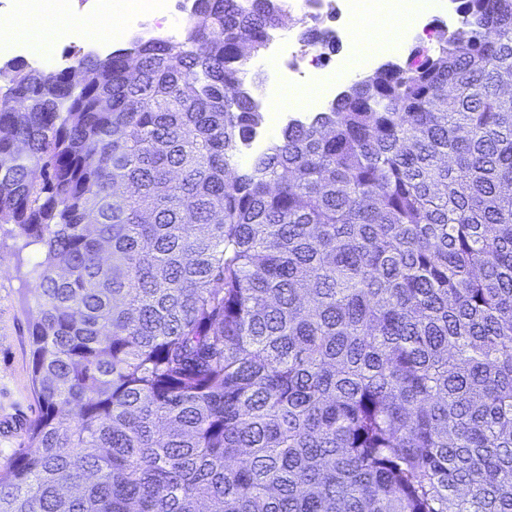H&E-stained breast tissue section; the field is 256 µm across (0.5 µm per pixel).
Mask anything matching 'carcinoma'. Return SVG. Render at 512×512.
Wrapping results in <instances>:
<instances>
[{
  "label": "carcinoma",
  "mask_w": 512,
  "mask_h": 512,
  "mask_svg": "<svg viewBox=\"0 0 512 512\" xmlns=\"http://www.w3.org/2000/svg\"><path fill=\"white\" fill-rule=\"evenodd\" d=\"M452 3L245 166L282 0L0 66L43 255L0 512H512V0Z\"/></svg>",
  "instance_id": "carcinoma-1"
}]
</instances>
